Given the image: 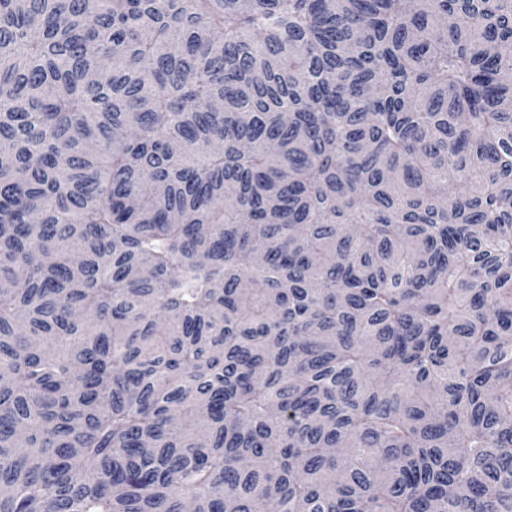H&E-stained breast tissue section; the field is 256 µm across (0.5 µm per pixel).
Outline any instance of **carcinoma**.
I'll list each match as a JSON object with an SVG mask.
<instances>
[{"label":"carcinoma","mask_w":512,"mask_h":512,"mask_svg":"<svg viewBox=\"0 0 512 512\" xmlns=\"http://www.w3.org/2000/svg\"><path fill=\"white\" fill-rule=\"evenodd\" d=\"M0 512H512V0H0Z\"/></svg>","instance_id":"1"}]
</instances>
